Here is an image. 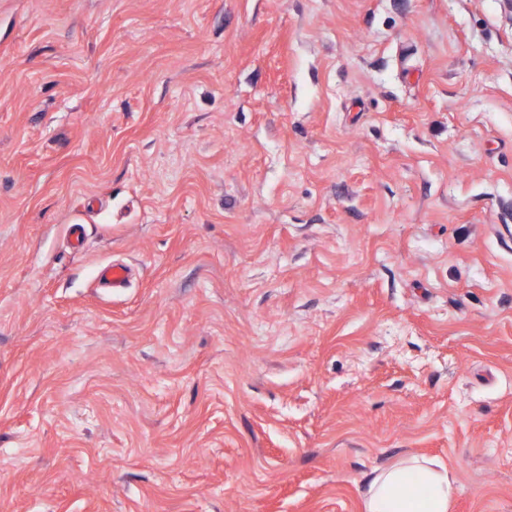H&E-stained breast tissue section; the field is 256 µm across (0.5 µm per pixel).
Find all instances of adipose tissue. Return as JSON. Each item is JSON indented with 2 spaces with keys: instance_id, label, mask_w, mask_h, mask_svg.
Instances as JSON below:
<instances>
[{
  "instance_id": "obj_1",
  "label": "adipose tissue",
  "mask_w": 512,
  "mask_h": 512,
  "mask_svg": "<svg viewBox=\"0 0 512 512\" xmlns=\"http://www.w3.org/2000/svg\"><path fill=\"white\" fill-rule=\"evenodd\" d=\"M455 478L447 467L412 458L375 469L364 491L365 512H448Z\"/></svg>"
}]
</instances>
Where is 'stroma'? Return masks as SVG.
<instances>
[{
	"label": "stroma",
	"mask_w": 512,
	"mask_h": 512,
	"mask_svg": "<svg viewBox=\"0 0 512 512\" xmlns=\"http://www.w3.org/2000/svg\"><path fill=\"white\" fill-rule=\"evenodd\" d=\"M408 456L512 512V0H0V512ZM130 275V268L123 264H107L98 272L102 288H119L129 280Z\"/></svg>",
	"instance_id": "obj_1"
}]
</instances>
